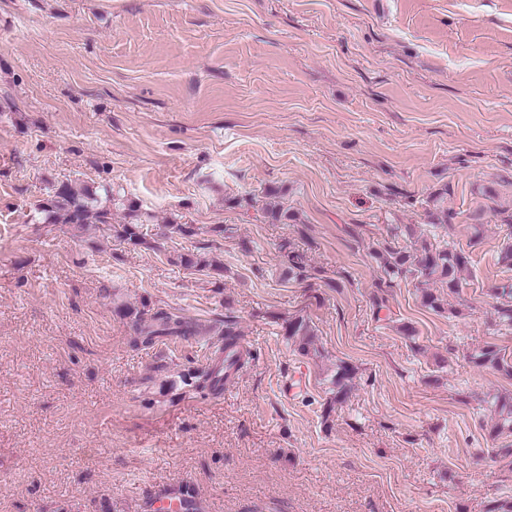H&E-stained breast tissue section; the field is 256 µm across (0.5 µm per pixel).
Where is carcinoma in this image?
Listing matches in <instances>:
<instances>
[{"mask_svg":"<svg viewBox=\"0 0 512 512\" xmlns=\"http://www.w3.org/2000/svg\"><path fill=\"white\" fill-rule=\"evenodd\" d=\"M117 198L112 188L107 186L85 187L77 190L68 184L55 189L36 207L38 223L69 227L83 232L100 224L112 225V205ZM134 220L114 227L116 237L123 243L136 249L140 247L160 248L157 240L149 239V227L137 218L134 203L125 204ZM383 272L389 281L413 278L422 286L421 303L424 307L442 313L447 305V298L442 289L455 293L458 290V273L468 264L465 253L450 245L445 240L432 241L423 238L414 251L389 247L385 252H374ZM171 262L186 270L204 272H221L223 267L210 260L201 251L178 253ZM305 276V266L300 256L294 252L286 255L283 278L301 279ZM430 284L440 285L434 291ZM497 325L506 329L512 328V282L507 281L495 289ZM117 312L129 320L134 333V344L150 345L160 336H189L196 332V327L184 318L165 309H159L151 315L145 310L121 304ZM286 336L297 344V351L303 357L313 358L319 350L314 347V330L306 320L294 318L285 325ZM240 331L237 320L231 316L224 317V356H234L236 368L244 365L245 358L237 352L240 345ZM473 362L480 366L501 369L504 367L499 352L491 345H486L472 355ZM353 378V369L347 365L337 367L332 379L336 388L334 400L342 401L349 391V382ZM496 419L492 425V433L496 436L512 435V398L498 396L493 402Z\"/></svg>","mask_w":512,"mask_h":512,"instance_id":"carcinoma-1","label":"carcinoma"}]
</instances>
